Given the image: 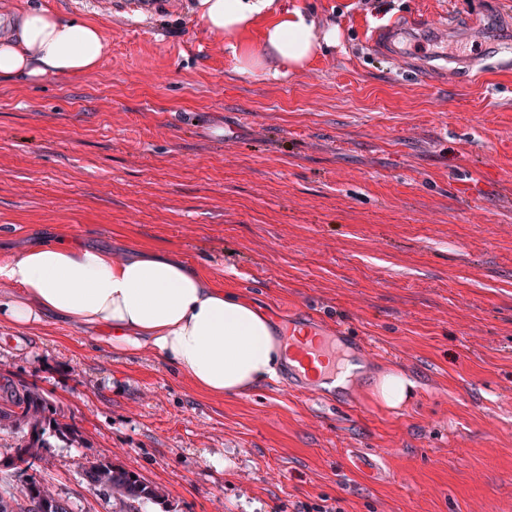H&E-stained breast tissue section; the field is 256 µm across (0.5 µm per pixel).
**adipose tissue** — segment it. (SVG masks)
Instances as JSON below:
<instances>
[{
    "instance_id": "adipose-tissue-1",
    "label": "adipose tissue",
    "mask_w": 512,
    "mask_h": 512,
    "mask_svg": "<svg viewBox=\"0 0 512 512\" xmlns=\"http://www.w3.org/2000/svg\"><path fill=\"white\" fill-rule=\"evenodd\" d=\"M275 0H196L194 13L215 34L246 31ZM297 7L279 9L261 52L234 49L244 73L287 75L317 51L336 45ZM109 49L92 20L43 8L0 16V83H34L95 70ZM99 330L115 352L151 349L193 387L242 397L274 378L287 348L269 318L249 301L173 255L136 252L115 259L102 248L60 238L0 260V323L25 328L48 315Z\"/></svg>"
}]
</instances>
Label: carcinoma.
<instances>
[{
  "label": "carcinoma",
  "instance_id": "carcinoma-1",
  "mask_svg": "<svg viewBox=\"0 0 512 512\" xmlns=\"http://www.w3.org/2000/svg\"><path fill=\"white\" fill-rule=\"evenodd\" d=\"M57 410L35 386L0 384V431L19 435L15 460L29 467L40 457L51 436H63L72 441L78 434L74 428L56 419ZM86 482L103 495H112L128 504L129 512H140L148 502H165L164 492L145 482L134 471L110 462L95 461L83 470ZM72 512L68 503L56 497L51 488L33 479L17 497L0 485V512Z\"/></svg>",
  "mask_w": 512,
  "mask_h": 512
}]
</instances>
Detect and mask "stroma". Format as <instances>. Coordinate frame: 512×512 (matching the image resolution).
<instances>
[{"label":"stroma","instance_id":"35a3bbf8","mask_svg":"<svg viewBox=\"0 0 512 512\" xmlns=\"http://www.w3.org/2000/svg\"><path fill=\"white\" fill-rule=\"evenodd\" d=\"M293 3L339 39L275 77L232 54L261 51L272 13L217 37L191 0H0L85 16L109 41L89 74L0 84V259L58 235L163 252L278 325L373 352L338 392L278 375L213 397L95 330L0 326V377L79 434L24 470L1 433L13 491L34 477L73 512H122L83 480L108 461L165 490L148 512H512V0ZM442 46L473 73L423 72ZM385 370L415 384L396 409L371 389Z\"/></svg>","mask_w":512,"mask_h":512}]
</instances>
